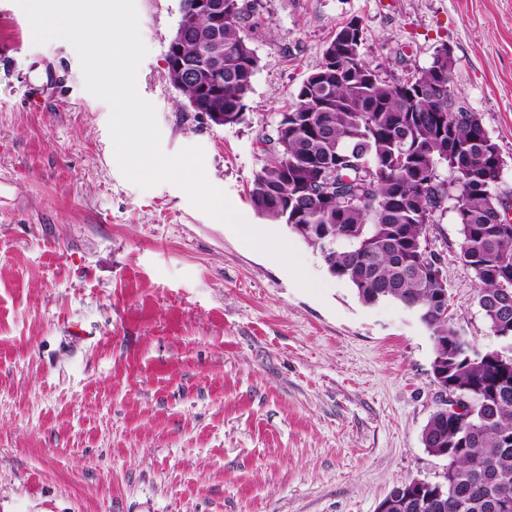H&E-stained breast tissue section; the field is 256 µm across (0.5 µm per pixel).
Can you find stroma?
Masks as SVG:
<instances>
[{
    "label": "stroma",
    "mask_w": 512,
    "mask_h": 512,
    "mask_svg": "<svg viewBox=\"0 0 512 512\" xmlns=\"http://www.w3.org/2000/svg\"><path fill=\"white\" fill-rule=\"evenodd\" d=\"M244 5L268 26L250 36L240 123H212L168 81L180 0H136L137 89L163 151L201 147L209 182L295 251L310 290L178 187L128 181L74 48L35 44L0 0V512H376L393 486L445 469L421 442L439 404L428 332L399 305L362 304L249 189L258 137L357 20L362 58L390 80L447 47L504 159L512 218V0ZM458 243L452 211L438 212L428 246L448 312L495 347Z\"/></svg>",
    "instance_id": "stroma-1"
}]
</instances>
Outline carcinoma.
I'll use <instances>...</instances> for the list:
<instances>
[{"instance_id": "obj_1", "label": "carcinoma", "mask_w": 512, "mask_h": 512, "mask_svg": "<svg viewBox=\"0 0 512 512\" xmlns=\"http://www.w3.org/2000/svg\"><path fill=\"white\" fill-rule=\"evenodd\" d=\"M224 5V24L180 0L183 51L197 81L178 86L196 112L221 110L241 120L258 60L249 33L265 25L239 0ZM363 32L351 21L336 31L322 62L300 86L277 125L259 138L263 164L250 199L255 211L311 227L331 275L348 281L367 305L408 308L433 342L434 382L467 400L463 412L437 408L421 442L447 460L442 479L414 478L391 489L385 512H503L512 499V224L498 221L499 198L488 146L472 125L448 111L463 101L441 46L412 79L387 80L360 54ZM453 168L467 192L453 207L459 258L475 273L477 302L494 349H480L441 313L448 288L438 254L427 250L432 213L448 183L425 184L436 167Z\"/></svg>"}]
</instances>
